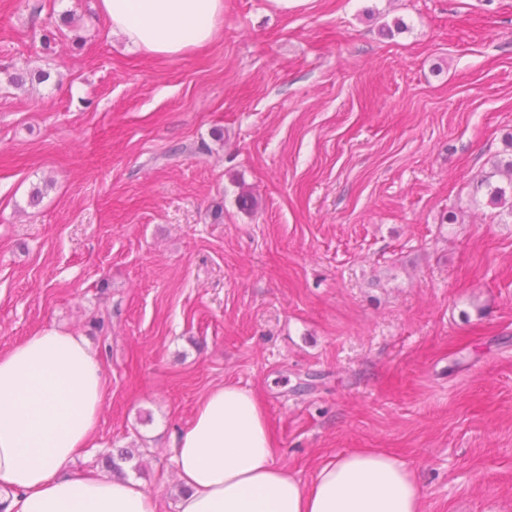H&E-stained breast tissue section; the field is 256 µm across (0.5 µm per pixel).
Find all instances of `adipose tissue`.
<instances>
[{
	"label": "adipose tissue",
	"mask_w": 512,
	"mask_h": 512,
	"mask_svg": "<svg viewBox=\"0 0 512 512\" xmlns=\"http://www.w3.org/2000/svg\"><path fill=\"white\" fill-rule=\"evenodd\" d=\"M113 32L173 58L204 47L224 0H98ZM106 394L104 368L83 336L51 328L0 351V503L5 512H159L133 478L77 473ZM178 512H423L417 473L395 454L356 448L301 483L278 457L261 400L212 389L175 442Z\"/></svg>",
	"instance_id": "adipose-tissue-1"
}]
</instances>
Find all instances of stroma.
Segmentation results:
<instances>
[{"mask_svg":"<svg viewBox=\"0 0 512 512\" xmlns=\"http://www.w3.org/2000/svg\"><path fill=\"white\" fill-rule=\"evenodd\" d=\"M96 4L0 0V350L89 341L78 467L132 451L177 512L172 442L234 384L301 482L376 448L425 512H512V0H224L174 59ZM493 178H499V183L494 184ZM484 183L490 200L502 207L508 203V214L512 216V158L504 165L495 163Z\"/></svg>","mask_w":512,"mask_h":512,"instance_id":"obj_1","label":"stroma"}]
</instances>
